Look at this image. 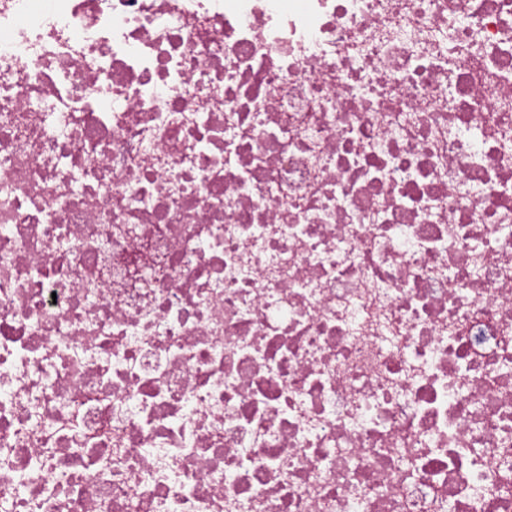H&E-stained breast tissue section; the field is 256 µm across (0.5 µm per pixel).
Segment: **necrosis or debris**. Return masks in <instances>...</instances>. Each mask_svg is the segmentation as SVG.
<instances>
[{"mask_svg":"<svg viewBox=\"0 0 512 512\" xmlns=\"http://www.w3.org/2000/svg\"><path fill=\"white\" fill-rule=\"evenodd\" d=\"M0 512H512V0H0Z\"/></svg>","mask_w":512,"mask_h":512,"instance_id":"necrosis-or-debris-1","label":"necrosis or debris"}]
</instances>
